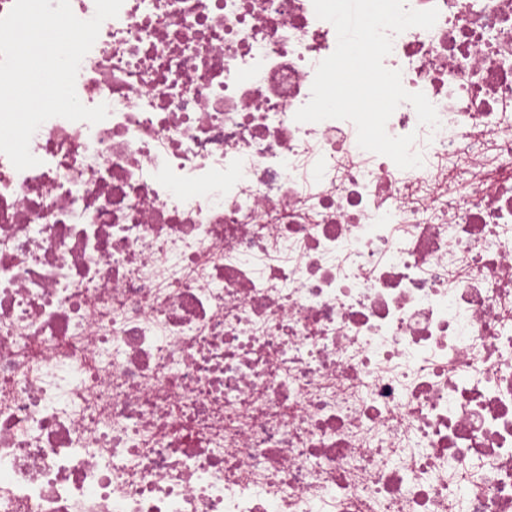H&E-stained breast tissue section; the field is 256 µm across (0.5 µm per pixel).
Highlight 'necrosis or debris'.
Listing matches in <instances>:
<instances>
[{
  "label": "necrosis or debris",
  "mask_w": 512,
  "mask_h": 512,
  "mask_svg": "<svg viewBox=\"0 0 512 512\" xmlns=\"http://www.w3.org/2000/svg\"><path fill=\"white\" fill-rule=\"evenodd\" d=\"M392 34L364 150L295 121L313 0H124L0 154V512H512V0Z\"/></svg>",
  "instance_id": "1"
}]
</instances>
